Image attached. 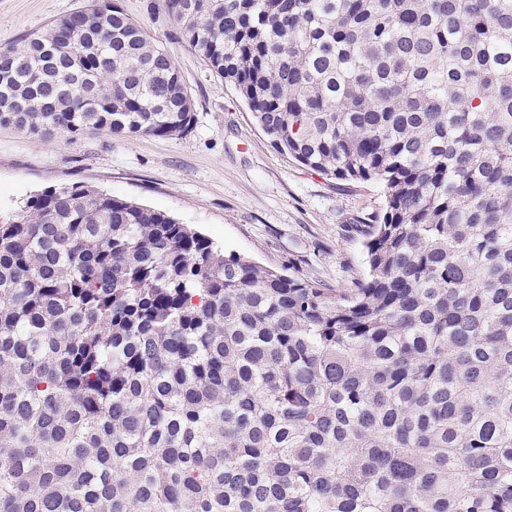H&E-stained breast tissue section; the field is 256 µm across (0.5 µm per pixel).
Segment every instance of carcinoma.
Returning <instances> with one entry per match:
<instances>
[{"mask_svg":"<svg viewBox=\"0 0 512 512\" xmlns=\"http://www.w3.org/2000/svg\"><path fill=\"white\" fill-rule=\"evenodd\" d=\"M274 146L381 188L336 293L74 183L0 213V512H512V0H162ZM117 0L0 51V126L182 138Z\"/></svg>","mask_w":512,"mask_h":512,"instance_id":"obj_1","label":"carcinoma"}]
</instances>
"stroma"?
Segmentation results:
<instances>
[{"mask_svg": "<svg viewBox=\"0 0 512 512\" xmlns=\"http://www.w3.org/2000/svg\"><path fill=\"white\" fill-rule=\"evenodd\" d=\"M150 0H121L148 39L169 49L195 105L182 138L87 133L41 137L0 127V208L48 187L83 183L173 215L225 251L286 268L323 288L363 275L354 216L376 210V184L346 187L288 155L254 122L235 87L187 47L170 43ZM84 0H0V49L18 44Z\"/></svg>", "mask_w": 512, "mask_h": 512, "instance_id": "stroma-1", "label": "stroma"}]
</instances>
